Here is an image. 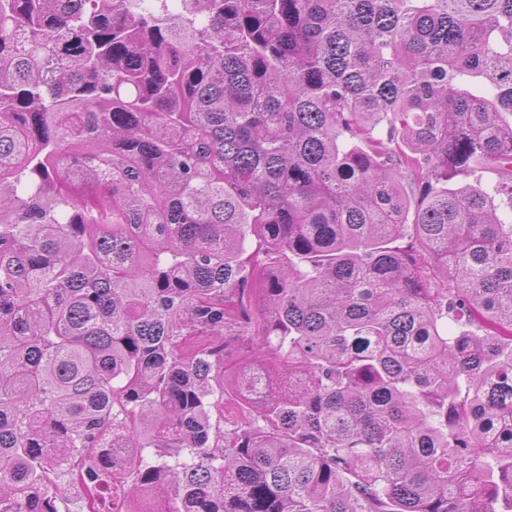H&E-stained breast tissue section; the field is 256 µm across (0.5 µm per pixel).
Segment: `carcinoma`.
<instances>
[{"instance_id": "carcinoma-1", "label": "carcinoma", "mask_w": 512, "mask_h": 512, "mask_svg": "<svg viewBox=\"0 0 512 512\" xmlns=\"http://www.w3.org/2000/svg\"><path fill=\"white\" fill-rule=\"evenodd\" d=\"M147 500L512 512V0H0V512Z\"/></svg>"}]
</instances>
